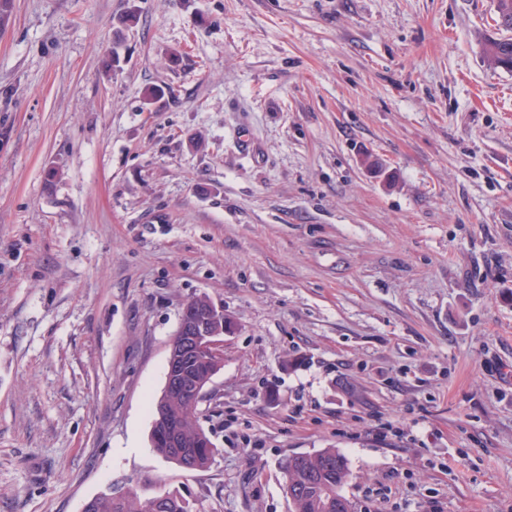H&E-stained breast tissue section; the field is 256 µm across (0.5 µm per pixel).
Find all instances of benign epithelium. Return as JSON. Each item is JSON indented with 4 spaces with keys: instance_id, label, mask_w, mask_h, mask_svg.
Wrapping results in <instances>:
<instances>
[{
    "instance_id": "7a95c632",
    "label": "benign epithelium",
    "mask_w": 512,
    "mask_h": 512,
    "mask_svg": "<svg viewBox=\"0 0 512 512\" xmlns=\"http://www.w3.org/2000/svg\"><path fill=\"white\" fill-rule=\"evenodd\" d=\"M184 311L194 313V304L187 303ZM233 332L234 327L224 322V309L212 302L201 309L196 317L179 321L176 335L180 336V340L170 351L169 371L162 396L167 398L186 390L185 374L181 370V363L185 359L198 354L222 358L224 336Z\"/></svg>"
}]
</instances>
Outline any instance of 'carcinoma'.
Wrapping results in <instances>:
<instances>
[{"label":"carcinoma","instance_id":"obj_1","mask_svg":"<svg viewBox=\"0 0 512 512\" xmlns=\"http://www.w3.org/2000/svg\"><path fill=\"white\" fill-rule=\"evenodd\" d=\"M486 55L494 66L512 62V39L493 40L486 45ZM220 369L218 361L200 357L189 364L190 378L199 390H205L212 374ZM191 398H180L166 404L155 399L153 416H163L170 425L181 430L191 443V456L184 457L162 443H153L155 451L165 459L189 471L205 470L212 459L211 440L197 425L192 414ZM286 488L292 490L293 512H336V494L349 476L345 456L336 448H325L314 454L292 455L285 460ZM85 512H190L188 503L174 492L160 495V501L141 499L133 491L102 493L87 503Z\"/></svg>","mask_w":512,"mask_h":512}]
</instances>
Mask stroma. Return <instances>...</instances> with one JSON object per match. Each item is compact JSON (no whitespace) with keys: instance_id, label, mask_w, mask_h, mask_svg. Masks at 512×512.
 Instances as JSON below:
<instances>
[{"instance_id":"stroma-1","label":"stroma","mask_w":512,"mask_h":512,"mask_svg":"<svg viewBox=\"0 0 512 512\" xmlns=\"http://www.w3.org/2000/svg\"><path fill=\"white\" fill-rule=\"evenodd\" d=\"M135 23H126L128 12ZM493 0H11L0 25V512L108 487L293 512H512V71ZM162 97L147 100L149 89ZM236 329L157 454L183 306ZM159 398V397H158ZM155 399L151 403V411L154 416V420L158 418L159 412L162 416L170 423V425L179 428L184 437L191 443L192 447L191 456L189 458L180 456L178 453L173 451V448H184V444L175 436L171 434V431L167 427V424L163 422L154 423L156 439L161 443L154 442L153 434L151 432V441L155 451L164 457L165 459L175 463L179 467L189 471H203L205 470L212 459L214 448H209L211 440L205 431L198 426V421L192 414L194 404L190 397L180 398L172 400L166 404H161L159 409V399ZM165 436L168 442L174 446L173 448H166L165 444H162ZM284 472L286 495L291 489L294 496L293 512H352L348 503L336 496L349 476L347 460L338 449L289 456Z\"/></svg>"}]
</instances>
